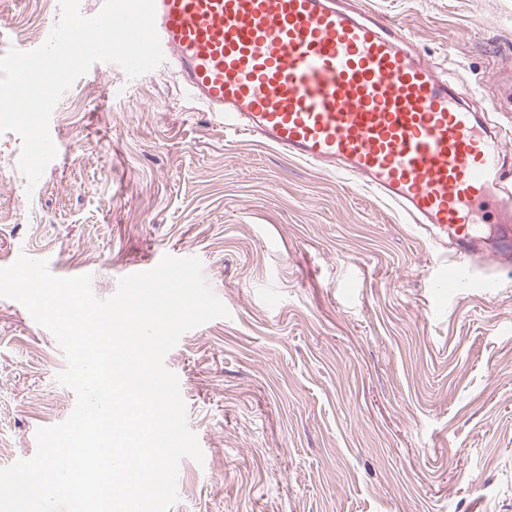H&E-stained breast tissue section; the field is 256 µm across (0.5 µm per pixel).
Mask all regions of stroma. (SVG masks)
Segmentation results:
<instances>
[{"mask_svg":"<svg viewBox=\"0 0 512 512\" xmlns=\"http://www.w3.org/2000/svg\"><path fill=\"white\" fill-rule=\"evenodd\" d=\"M512 128V0H359ZM59 0L0 5V55L48 39ZM34 191L0 135V267L19 254L98 298L163 256L198 257L229 310L165 358L203 462L170 512H512V269L448 296L435 249L350 180L225 132L166 66L94 64L50 118ZM57 342L0 298V468L66 420Z\"/></svg>","mask_w":512,"mask_h":512,"instance_id":"35a3bbf8","label":"stroma"}]
</instances>
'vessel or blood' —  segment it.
I'll use <instances>...</instances> for the list:
<instances>
[{
    "label": "vessel or blood",
    "instance_id": "vessel-or-blood-1",
    "mask_svg": "<svg viewBox=\"0 0 512 512\" xmlns=\"http://www.w3.org/2000/svg\"><path fill=\"white\" fill-rule=\"evenodd\" d=\"M181 91L226 130L351 179L439 253L456 292L512 259V159L451 55L423 60L396 24L339 0H155ZM494 213L495 237L475 231Z\"/></svg>",
    "mask_w": 512,
    "mask_h": 512
}]
</instances>
